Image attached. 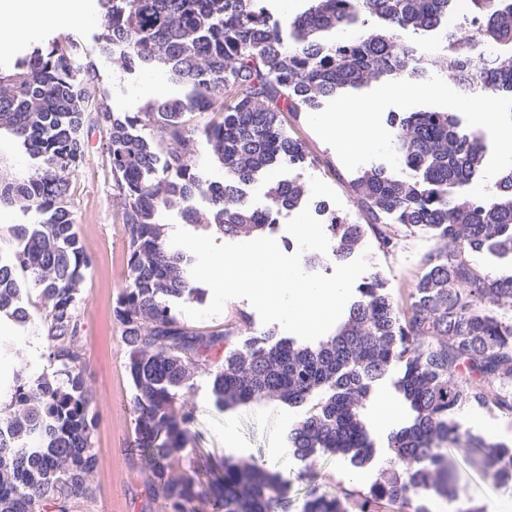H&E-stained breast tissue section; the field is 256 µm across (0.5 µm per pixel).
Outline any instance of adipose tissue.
<instances>
[{
	"label": "adipose tissue",
	"instance_id": "obj_1",
	"mask_svg": "<svg viewBox=\"0 0 512 512\" xmlns=\"http://www.w3.org/2000/svg\"><path fill=\"white\" fill-rule=\"evenodd\" d=\"M92 12L91 0H0V44L10 46L28 41L59 22L86 23ZM379 105L376 98L354 102L324 117L323 124L341 132L349 148L360 149L378 139L370 117Z\"/></svg>",
	"mask_w": 512,
	"mask_h": 512
}]
</instances>
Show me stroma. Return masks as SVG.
<instances>
[{
  "instance_id": "1",
  "label": "stroma",
  "mask_w": 512,
  "mask_h": 512,
  "mask_svg": "<svg viewBox=\"0 0 512 512\" xmlns=\"http://www.w3.org/2000/svg\"><path fill=\"white\" fill-rule=\"evenodd\" d=\"M101 18L85 25L62 23L49 26L40 44L70 39L80 45L81 57L94 60L99 83L117 112H134L156 99L158 92L180 93V86L168 83L165 76L153 72L129 71L116 60L100 55L96 34ZM405 40L415 43L421 54L422 70L417 83L425 89L421 95L390 96L391 82L372 81L341 96L326 99L322 111L336 112L349 103L381 97L378 112L372 118L379 131L377 143L353 153L337 133L327 132L313 113L284 115L285 134L300 142L315 157L313 166L296 170L277 168L268 171L248 186L253 206L264 204L265 185L300 178L309 200L324 202L342 217L355 221L359 213L353 203L350 182L362 171L381 168L400 176L404 161L393 146V122L407 113L435 109L451 110L448 90L454 82L435 66L444 43L437 35L404 32ZM454 111V110H451ZM462 127L482 131L486 151L480 172L463 193L470 198L488 200L497 172L512 164V154L501 145L502 134L512 132V113L499 112L482 123L470 112L454 111ZM85 156L73 178V210L78 232L85 250L93 258L83 290L84 349L89 362L87 385L99 413L92 435L96 467L93 480L96 500L77 512H141L142 483L137 468L126 455L134 439L133 385L129 376L121 330L113 316L115 298L126 283V240L122 214L112 201L111 178L105 163L104 132L90 127L85 131ZM448 240L436 236L425 227L399 229L391 249L379 248L374 235H367L357 248L364 255L366 277H379L399 307H407L409 294L425 272V261L438 251H452ZM398 372H390L374 388L365 402L363 416L369 428L374 453L362 467H354L341 455H320L306 463L289 455V436L301 419L303 407L281 402L242 405L219 410L214 404L212 378L207 372L197 373L191 399L195 405L192 447L200 453L228 456L224 443L225 427H232L242 460L255 462L277 473L288 488L284 512H301L310 490L325 494L353 487L368 490L391 456L388 437L409 419V407L396 388ZM455 420L464 437L512 443V416L497 408L464 407ZM466 450L452 448L448 458L453 464L451 481L461 490L460 498L451 499L428 492L422 504L426 512H503L512 502V487L499 485L469 464Z\"/></svg>"
}]
</instances>
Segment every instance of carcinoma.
Returning a JSON list of instances; mask_svg holds the SVG:
<instances>
[{
    "mask_svg": "<svg viewBox=\"0 0 512 512\" xmlns=\"http://www.w3.org/2000/svg\"><path fill=\"white\" fill-rule=\"evenodd\" d=\"M266 0H100V51L119 53L128 70L161 71L182 85L183 96H160L138 112H114L99 93L93 62L75 79L77 44L54 41L0 68V134L32 159L33 172L0 178V208L16 207L40 219L12 229L0 246V323L39 319L43 355L52 374L21 365L0 381V512H74L96 497L92 430L98 419L86 385L81 291L92 258L78 235L71 206L73 177L84 159L86 122L106 134L112 196L127 244L125 287L113 316L121 328L133 384L137 440L129 455L142 478L141 512H277L287 488L277 474L232 458L202 461L188 447L195 406V374L208 369L220 408L280 401L307 406L292 429V454L341 453L354 466L371 457L362 419L372 385L398 368L397 389L414 412L390 435L392 456L368 491L309 495L303 512H378L385 501L408 502L433 490L448 494L441 449L460 444L454 420L462 407L493 406L512 414V320L495 312L512 301V274H493L470 257L484 251L512 257V167L491 186L493 201L461 194L484 159L471 133L448 112H413L394 124L395 148L407 174L365 172L351 185L361 221L349 223L318 205L343 261L373 233L394 246L392 224L426 227L454 244L428 257L426 271L399 311L374 279L359 288L336 334L315 345L247 338L211 368L213 352L247 323L239 311L221 329L182 321L173 299L198 300L192 259L168 239L164 214L219 237L259 234L276 215L306 201L295 179L268 187L262 208L244 187L274 167L314 163L288 139L278 117L319 108L338 92L380 78L418 77L414 46L400 32L441 31L438 60L457 80L473 75L471 52H489L494 66L479 73L486 87L512 97V2L469 0L479 26L448 31L455 0H304L284 37ZM361 28L347 42L336 33ZM204 136L207 161L224 181L207 178L197 161ZM207 199L203 210L184 203ZM38 292L36 313L23 298L19 273ZM482 449L478 466L501 483L512 479V446Z\"/></svg>",
    "mask_w": 512,
    "mask_h": 512,
    "instance_id": "cac0c4a2",
    "label": "carcinoma"
}]
</instances>
